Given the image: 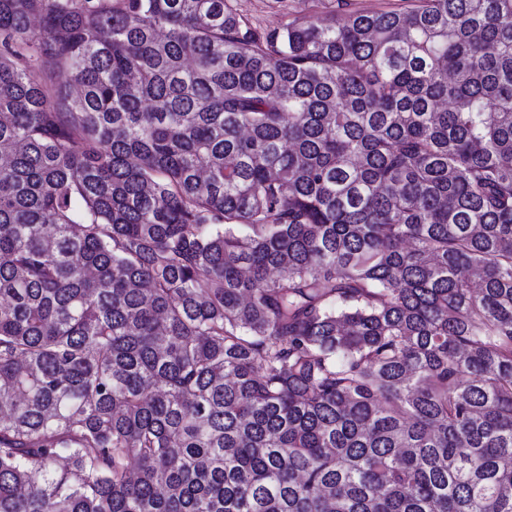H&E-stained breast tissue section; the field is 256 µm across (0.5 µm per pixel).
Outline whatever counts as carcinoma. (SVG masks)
Instances as JSON below:
<instances>
[{
	"label": "carcinoma",
	"mask_w": 512,
	"mask_h": 512,
	"mask_svg": "<svg viewBox=\"0 0 512 512\" xmlns=\"http://www.w3.org/2000/svg\"><path fill=\"white\" fill-rule=\"evenodd\" d=\"M0 155V512H512V0H0ZM244 21L261 30L279 29L295 18L323 17L337 10L336 0H233Z\"/></svg>",
	"instance_id": "cac0c4a2"
}]
</instances>
